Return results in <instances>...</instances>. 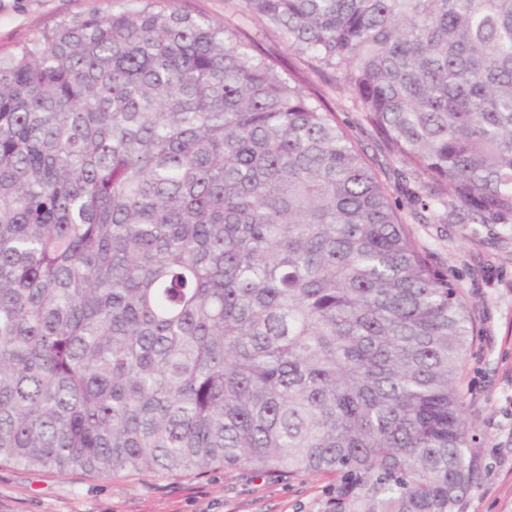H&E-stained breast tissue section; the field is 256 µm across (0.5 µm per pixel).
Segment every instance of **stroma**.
Returning <instances> with one entry per match:
<instances>
[{"mask_svg":"<svg viewBox=\"0 0 512 512\" xmlns=\"http://www.w3.org/2000/svg\"><path fill=\"white\" fill-rule=\"evenodd\" d=\"M172 8L240 29L279 56L296 76L319 78L288 50L279 34L243 14L241 0H170ZM109 0H0V51L26 43L38 30L75 15L106 13ZM337 120L367 163L388 186L401 214L410 205L408 181H397V162L353 110L347 92L325 87ZM429 262L465 293L475 317L476 342L465 361L477 421L476 447L489 475L469 512H512V217L503 224H410ZM327 475L264 476L218 467L173 477L118 472L100 478L84 471L0 464V512H322Z\"/></svg>","mask_w":512,"mask_h":512,"instance_id":"1","label":"stroma"}]
</instances>
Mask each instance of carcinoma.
Listing matches in <instances>:
<instances>
[{"label": "carcinoma", "instance_id": "1", "mask_svg": "<svg viewBox=\"0 0 512 512\" xmlns=\"http://www.w3.org/2000/svg\"><path fill=\"white\" fill-rule=\"evenodd\" d=\"M0 54V463L333 478L324 512H468L474 317L331 119L166 0ZM415 176L512 216V0H242Z\"/></svg>", "mask_w": 512, "mask_h": 512}]
</instances>
